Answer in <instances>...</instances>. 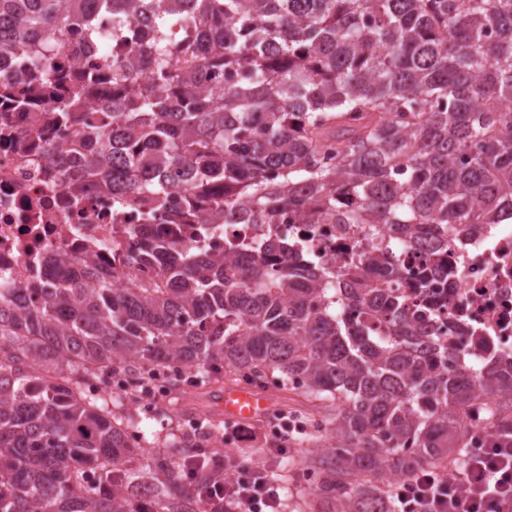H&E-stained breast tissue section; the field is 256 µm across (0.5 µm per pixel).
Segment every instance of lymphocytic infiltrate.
<instances>
[{
    "mask_svg": "<svg viewBox=\"0 0 512 512\" xmlns=\"http://www.w3.org/2000/svg\"><path fill=\"white\" fill-rule=\"evenodd\" d=\"M292 439L287 423L273 441L256 426L233 425L224 436L228 449L210 459L211 469L224 472V480L209 478L200 485L215 512H283L282 486L269 471ZM239 442L261 443L263 458L238 463L232 446ZM391 496L397 512H512V443L491 440L470 449L463 466L411 474L393 486Z\"/></svg>",
    "mask_w": 512,
    "mask_h": 512,
    "instance_id": "lymphocytic-infiltrate-1",
    "label": "lymphocytic infiltrate"
}]
</instances>
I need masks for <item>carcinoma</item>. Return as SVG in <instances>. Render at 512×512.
<instances>
[{
	"label": "carcinoma",
	"mask_w": 512,
	"mask_h": 512,
	"mask_svg": "<svg viewBox=\"0 0 512 512\" xmlns=\"http://www.w3.org/2000/svg\"><path fill=\"white\" fill-rule=\"evenodd\" d=\"M112 17L103 73L72 84L73 25L103 39L86 4ZM21 52L3 97L29 111L51 91L109 113L73 131L64 163L112 185L148 222L164 211V171L184 176L186 211L208 224H368L379 244L423 224H498L512 210V0H0V52ZM238 260L184 252L157 236L121 278L88 256L40 289L0 288V512H210L185 468L222 448L171 433L143 460L138 421L104 387L119 363L147 385L159 369L211 379L272 372L314 403L333 441L310 458L322 512H395L380 478L436 467L485 437H512V369L455 370L448 348L354 263L291 268L274 239L234 243ZM380 307L390 337L359 336L336 303ZM150 485L147 504L133 490Z\"/></svg>",
	"instance_id": "obj_1"
}]
</instances>
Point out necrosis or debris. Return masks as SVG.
I'll return each instance as SVG.
<instances>
[{"mask_svg":"<svg viewBox=\"0 0 512 512\" xmlns=\"http://www.w3.org/2000/svg\"><path fill=\"white\" fill-rule=\"evenodd\" d=\"M28 115L0 103V288L45 285V259L63 253L93 256L112 270L152 281L151 268H130L140 237L126 233L130 213L119 211L112 191L75 165L52 163L29 135ZM148 232L178 248L205 247L223 255L229 242L271 236L290 247V262L336 267L360 260L382 293L406 307L426 306L418 328L428 341L448 346L458 365H502L512 360V224H478L448 246V264L430 261L423 247L379 253L364 224H302L288 216L278 224H172L160 219ZM394 265L396 276L385 273ZM426 289H418V282Z\"/></svg>","mask_w":512,"mask_h":512,"instance_id":"obj_1","label":"necrosis or debris"}]
</instances>
